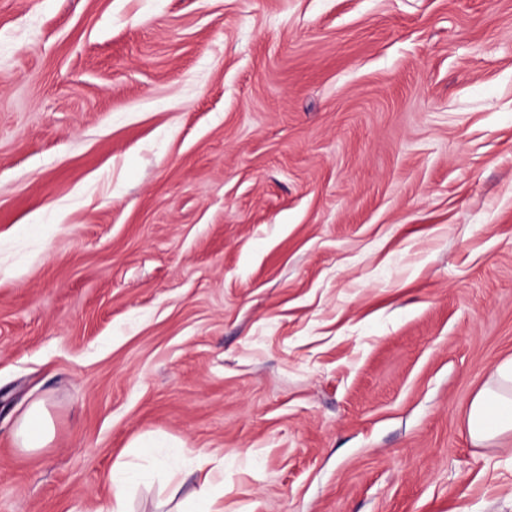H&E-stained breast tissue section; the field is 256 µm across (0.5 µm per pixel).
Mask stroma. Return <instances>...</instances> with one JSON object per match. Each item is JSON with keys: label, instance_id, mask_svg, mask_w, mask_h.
<instances>
[{"label": "stroma", "instance_id": "obj_1", "mask_svg": "<svg viewBox=\"0 0 512 512\" xmlns=\"http://www.w3.org/2000/svg\"><path fill=\"white\" fill-rule=\"evenodd\" d=\"M511 358L512 0H0V512H512ZM466 423L477 443L512 434V360L495 366L490 381L473 398ZM52 420L43 402H37L20 420L16 433V444L24 451L45 448L50 440ZM133 480L120 477L112 480V496L109 500L99 507L98 512H126L124 510V500L128 487Z\"/></svg>", "mask_w": 512, "mask_h": 512}]
</instances>
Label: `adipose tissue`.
<instances>
[{"mask_svg": "<svg viewBox=\"0 0 512 512\" xmlns=\"http://www.w3.org/2000/svg\"><path fill=\"white\" fill-rule=\"evenodd\" d=\"M467 432L477 443L512 434V360L495 366L489 382L475 395L467 415ZM52 420L38 402L22 417L16 433L18 448L37 451L50 440Z\"/></svg>", "mask_w": 512, "mask_h": 512, "instance_id": "1", "label": "adipose tissue"}]
</instances>
